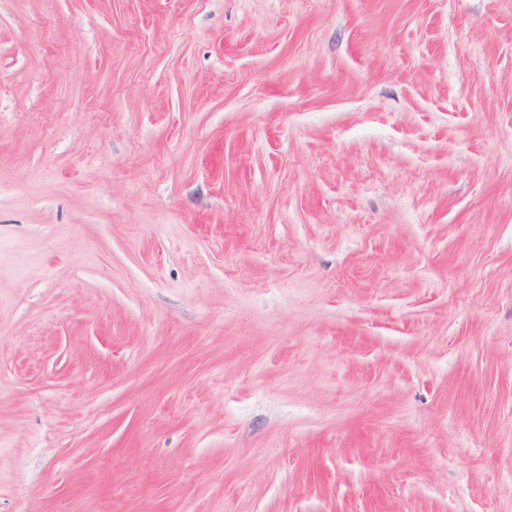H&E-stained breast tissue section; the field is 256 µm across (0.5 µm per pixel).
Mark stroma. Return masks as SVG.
<instances>
[{
	"label": "stroma",
	"instance_id": "stroma-1",
	"mask_svg": "<svg viewBox=\"0 0 512 512\" xmlns=\"http://www.w3.org/2000/svg\"><path fill=\"white\" fill-rule=\"evenodd\" d=\"M0 512H512V0H0Z\"/></svg>",
	"mask_w": 512,
	"mask_h": 512
}]
</instances>
